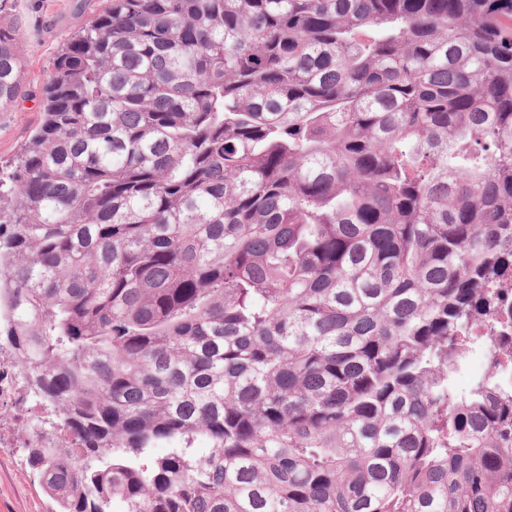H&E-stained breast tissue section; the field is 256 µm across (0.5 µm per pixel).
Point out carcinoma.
Masks as SVG:
<instances>
[{"label": "carcinoma", "mask_w": 512, "mask_h": 512, "mask_svg": "<svg viewBox=\"0 0 512 512\" xmlns=\"http://www.w3.org/2000/svg\"><path fill=\"white\" fill-rule=\"evenodd\" d=\"M7 168L55 512H512V0H106Z\"/></svg>", "instance_id": "1"}]
</instances>
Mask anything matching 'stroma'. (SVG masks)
<instances>
[{
	"instance_id": "stroma-1",
	"label": "stroma",
	"mask_w": 512,
	"mask_h": 512,
	"mask_svg": "<svg viewBox=\"0 0 512 512\" xmlns=\"http://www.w3.org/2000/svg\"><path fill=\"white\" fill-rule=\"evenodd\" d=\"M102 5V0H9L11 15L22 23L23 89L0 108V165L20 152L39 122L40 93L61 44ZM52 507L22 450L0 444V512H51Z\"/></svg>"
}]
</instances>
